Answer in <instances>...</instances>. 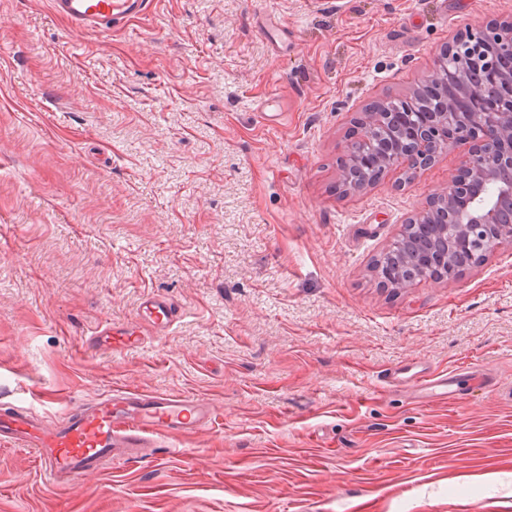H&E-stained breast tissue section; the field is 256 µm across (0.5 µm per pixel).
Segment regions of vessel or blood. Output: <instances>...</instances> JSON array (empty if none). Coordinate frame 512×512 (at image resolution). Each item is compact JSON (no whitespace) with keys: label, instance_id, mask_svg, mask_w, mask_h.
Listing matches in <instances>:
<instances>
[{"label":"vessel or blood","instance_id":"1","mask_svg":"<svg viewBox=\"0 0 512 512\" xmlns=\"http://www.w3.org/2000/svg\"><path fill=\"white\" fill-rule=\"evenodd\" d=\"M55 14L78 30H106L142 15L147 0H51ZM177 307L164 295L144 298L138 323L124 328L98 327L89 336L91 346L125 348L141 340L140 325L157 331L177 321ZM391 381L417 391L456 400L460 381L479 382L475 372L467 376L451 371L431 375L423 364L412 371L395 370ZM217 416L210 403L195 396L154 392H114L71 408L61 421L47 423L33 413L0 409V439L33 449L39 471L55 486L66 487L77 479L107 471L112 463L138 458L161 434L176 437L213 426Z\"/></svg>","mask_w":512,"mask_h":512}]
</instances>
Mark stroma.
<instances>
[{"label":"stroma","mask_w":512,"mask_h":512,"mask_svg":"<svg viewBox=\"0 0 512 512\" xmlns=\"http://www.w3.org/2000/svg\"><path fill=\"white\" fill-rule=\"evenodd\" d=\"M512 0H151L76 32L0 0V408L49 420L115 390L198 396L217 423L59 489L0 440V512H512V245L457 280L372 261L461 145L339 195L371 101ZM168 297L178 322L85 339ZM416 362L496 386L450 401ZM412 370H414V372L410 373ZM460 376L461 374L456 371L433 376L428 371V367L424 366L422 363H416L410 369L394 370L390 373L388 379L417 391L435 393L451 400H457L462 395Z\"/></svg>","instance_id":"stroma-1"}]
</instances>
